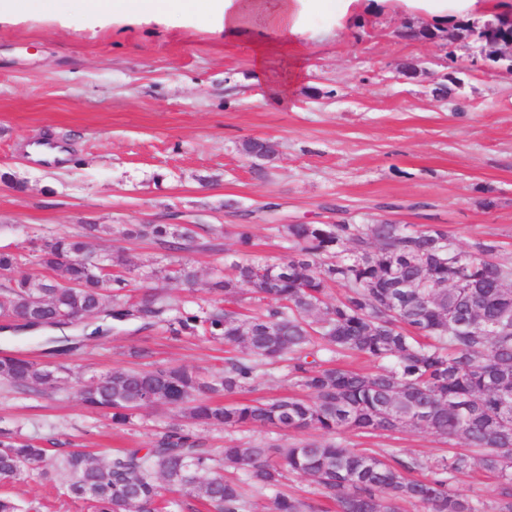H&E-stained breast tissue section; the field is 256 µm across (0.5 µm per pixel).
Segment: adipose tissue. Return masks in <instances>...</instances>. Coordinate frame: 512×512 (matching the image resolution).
<instances>
[{
  "label": "adipose tissue",
  "mask_w": 512,
  "mask_h": 512,
  "mask_svg": "<svg viewBox=\"0 0 512 512\" xmlns=\"http://www.w3.org/2000/svg\"><path fill=\"white\" fill-rule=\"evenodd\" d=\"M405 10L433 17L457 19L485 10V0H400ZM358 0H206L203 19L220 21L225 32L233 33L263 20L274 35L272 42L256 47V69H264L270 55L287 57L296 49L305 21L312 15L331 13L337 19L353 14Z\"/></svg>",
  "instance_id": "1"
}]
</instances>
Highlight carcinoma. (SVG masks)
<instances>
[{
	"instance_id": "carcinoma-1",
	"label": "carcinoma",
	"mask_w": 512,
	"mask_h": 512,
	"mask_svg": "<svg viewBox=\"0 0 512 512\" xmlns=\"http://www.w3.org/2000/svg\"><path fill=\"white\" fill-rule=\"evenodd\" d=\"M497 17L483 24L487 40L512 37ZM443 30L408 25L400 36L435 40ZM242 151L271 160L275 142L256 138ZM122 235L149 238L173 253L198 239L188 224H128ZM288 254L274 264L249 258L253 235L236 225L242 259L212 272L218 296L196 312L171 303L154 288L128 304L129 281L113 275L121 253L100 258L67 236L43 240L31 263L57 273L22 275L0 285V316L25 315L58 325L106 312L165 322L176 336L221 339L238 353L221 375L186 366L117 368L80 387L83 405L125 425L134 411L154 405L175 410L195 426L226 431L315 430L320 439L287 444L232 443L215 453L191 431L171 426L146 448L106 458L71 448L54 451L0 429V482L37 475L56 482L84 512H244L247 491L274 490L288 473L307 477L338 504L339 512H481L477 501L449 489L477 466L499 479L494 512H512V263L497 258L498 244L478 239L461 250L438 228L381 224H283ZM192 283L195 273L171 261L142 279ZM342 288L336 301L326 289ZM247 286L263 302L245 318L240 293ZM361 354L377 363L371 373L335 362ZM287 361L288 376L312 399L285 395L269 401L218 404L212 397L243 390L266 364ZM59 371L11 354L0 355V382L19 392L42 393ZM426 429L457 441L464 451L433 460L356 451L338 440L344 432L391 435ZM426 471L421 479L410 477ZM180 498L167 499L170 493ZM303 498L278 493L271 512H314Z\"/></svg>"
}]
</instances>
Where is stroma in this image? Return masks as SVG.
Here are the masks:
<instances>
[{
    "label": "stroma",
    "instance_id": "35a3bbf8",
    "mask_svg": "<svg viewBox=\"0 0 512 512\" xmlns=\"http://www.w3.org/2000/svg\"><path fill=\"white\" fill-rule=\"evenodd\" d=\"M192 3L176 0L160 17L90 22L84 0H48L43 10L0 18V249L21 255L14 276L32 273L43 238L77 236L87 224L100 227L89 251L128 259L133 301L142 273L164 259L156 244L124 239L127 224H247L252 258L272 264L287 252L279 225L387 221L442 228L465 249L492 239L512 262V71L481 66L469 40L401 38L409 18L396 12H364L341 29L335 15L318 14L305 26L304 77L273 103L279 58L253 80L263 24L228 37L218 22L191 16ZM410 61L420 71L408 78L400 69ZM257 137L276 143L273 159L242 153ZM48 140L67 148L62 163L33 154ZM178 258L196 282L155 286L194 311L209 306L211 272L237 260V246L229 235ZM140 349L157 364L206 375L222 371L227 355L223 342L103 313L63 329L4 328L0 353L61 368L62 379L44 395L0 386V429L96 456L148 447L181 417L154 406L115 425L82 404L77 383L138 366ZM292 389L280 363L263 366L236 397ZM343 438L355 450L402 458L457 449L427 430ZM4 490L38 512H82L35 476Z\"/></svg>",
    "mask_w": 512,
    "mask_h": 512
}]
</instances>
